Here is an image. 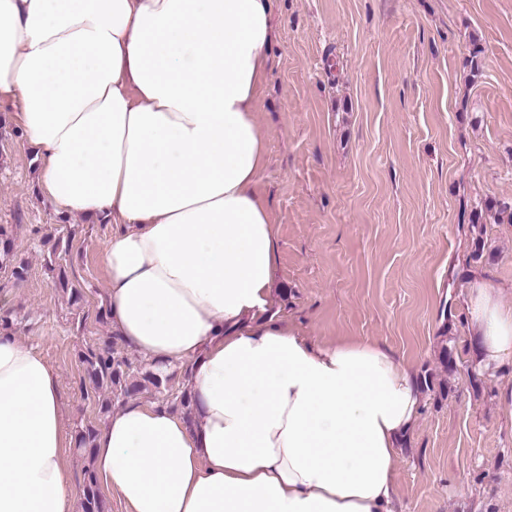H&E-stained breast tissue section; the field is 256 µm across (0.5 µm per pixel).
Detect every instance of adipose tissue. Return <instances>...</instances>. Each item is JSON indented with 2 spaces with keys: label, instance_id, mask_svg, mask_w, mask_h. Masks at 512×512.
I'll return each mask as SVG.
<instances>
[{
  "label": "adipose tissue",
  "instance_id": "adipose-tissue-1",
  "mask_svg": "<svg viewBox=\"0 0 512 512\" xmlns=\"http://www.w3.org/2000/svg\"><path fill=\"white\" fill-rule=\"evenodd\" d=\"M272 0H0V98L64 214L105 220L111 330L189 365L196 416L131 402L92 470L125 512H399V445L424 405L373 340L308 341L267 311L276 231L257 103ZM464 303L477 368L512 366V307ZM54 370L0 329V512H72Z\"/></svg>",
  "mask_w": 512,
  "mask_h": 512
}]
</instances>
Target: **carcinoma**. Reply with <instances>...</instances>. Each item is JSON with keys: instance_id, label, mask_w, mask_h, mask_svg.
Masks as SVG:
<instances>
[{"instance_id": "obj_1", "label": "carcinoma", "mask_w": 512, "mask_h": 512, "mask_svg": "<svg viewBox=\"0 0 512 512\" xmlns=\"http://www.w3.org/2000/svg\"><path fill=\"white\" fill-rule=\"evenodd\" d=\"M487 210L495 211L498 221L512 223V201L491 202ZM12 257V241L5 227L0 225V268L11 266ZM125 349L122 338L114 336L101 347H88L79 353V361L85 372L81 381L82 394L86 399L97 397L104 413L112 409L113 401L135 397L150 386L158 394L167 395L172 390L170 382L173 374L155 371L148 363L133 368L132 362L124 356ZM96 433L97 429L92 425L81 428L75 436V451L92 457ZM81 509L82 512H105L106 509L90 466L85 470Z\"/></svg>"}]
</instances>
